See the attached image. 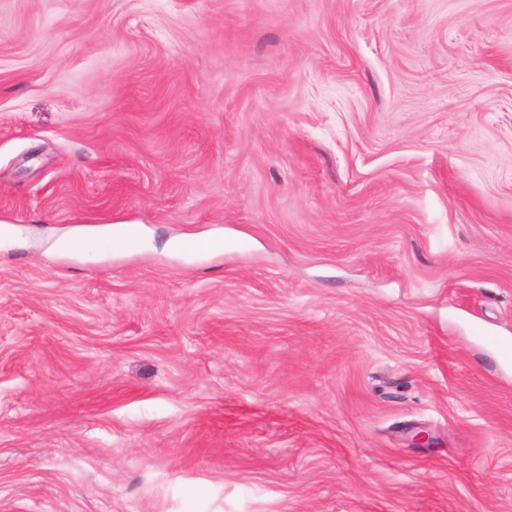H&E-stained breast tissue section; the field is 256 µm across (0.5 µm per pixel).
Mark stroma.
Masks as SVG:
<instances>
[{
	"label": "stroma",
	"instance_id": "1",
	"mask_svg": "<svg viewBox=\"0 0 512 512\" xmlns=\"http://www.w3.org/2000/svg\"><path fill=\"white\" fill-rule=\"evenodd\" d=\"M5 224L0 512H512V0H0Z\"/></svg>",
	"mask_w": 512,
	"mask_h": 512
}]
</instances>
